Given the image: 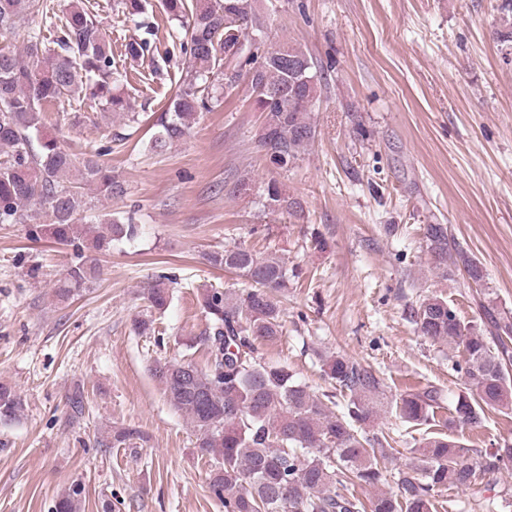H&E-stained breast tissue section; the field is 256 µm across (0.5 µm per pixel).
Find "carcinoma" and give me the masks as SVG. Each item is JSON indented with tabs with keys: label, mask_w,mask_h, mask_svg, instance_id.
Instances as JSON below:
<instances>
[{
	"label": "carcinoma",
	"mask_w": 512,
	"mask_h": 512,
	"mask_svg": "<svg viewBox=\"0 0 512 512\" xmlns=\"http://www.w3.org/2000/svg\"><path fill=\"white\" fill-rule=\"evenodd\" d=\"M164 10L180 22L189 54L185 78L157 120L150 150L164 154L189 134L199 114L212 110L217 89H231L243 77L264 114L259 141L270 146L269 161L286 169L299 160L316 137L311 102L316 96L313 62L300 47L270 50L250 35L261 21L252 0H164ZM500 41L512 44V0H503ZM41 15L42 24L25 30L22 48L0 49V224L48 219L55 242L73 248L63 276L56 281L61 301L87 290L97 266L85 259L80 236L88 224H103L91 247L107 251L112 242L131 241L138 225L96 211L93 200H110L125 193L103 161L109 147H93L75 155L57 140L45 138L34 147L46 108L65 97L89 99L105 110L127 115L130 102L114 92L123 73L113 68L112 40L84 7H74L61 26L62 36L50 41L44 30L57 14L49 0H0V33L21 29L28 15ZM147 43L130 39L120 55L137 59ZM94 196H89L90 190ZM264 206L293 213L300 202L282 192L276 182L266 188ZM426 252L432 269L446 276L462 270L479 285L481 266L448 236L445 224L424 227ZM208 263L236 273L250 284L244 289L209 288L203 310L209 320L203 344L206 365L160 362L152 367L169 403L193 427L201 456L216 461L211 493L224 503V512H437L438 497L448 488L466 490L475 481L476 465L469 449L450 431L476 426L485 409L512 414V318L490 319L484 335L462 321L448 302L427 296L413 309L422 336L463 350L453 369L463 374V388L454 396L442 430L428 432L411 452L419 456L417 472L398 470L394 486L379 459L398 452L397 440L375 432L374 423L394 407L415 426L436 421L441 395L434 387L405 391L393 401L375 370L345 354L322 360L323 376L336 393L317 396L298 381L288 364L265 362L257 342L279 338L284 309L275 293L288 287V268L276 254L259 256L243 245L213 251ZM168 276L160 275L147 290L148 308L164 310L170 300ZM341 411L333 410L336 398ZM23 400L12 387L0 384V421L15 419ZM140 436L137 429L113 433L108 445L124 448ZM483 470L512 471V443L489 453ZM375 493L363 499L355 487ZM83 488L64 490L55 512H81Z\"/></svg>",
	"instance_id": "obj_1"
}]
</instances>
